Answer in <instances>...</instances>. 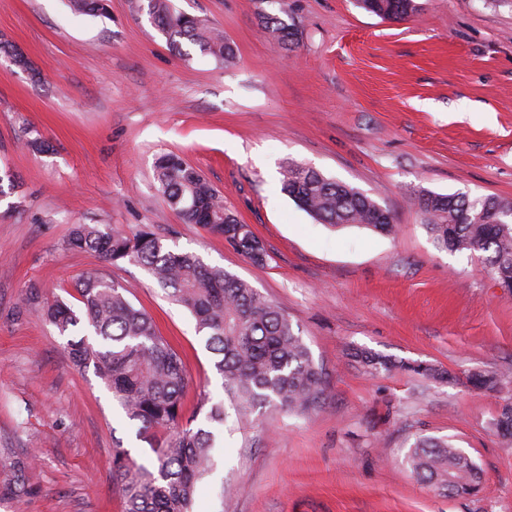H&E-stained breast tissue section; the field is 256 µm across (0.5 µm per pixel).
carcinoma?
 <instances>
[{"mask_svg":"<svg viewBox=\"0 0 512 512\" xmlns=\"http://www.w3.org/2000/svg\"><path fill=\"white\" fill-rule=\"evenodd\" d=\"M366 11L400 21L416 15L418 0H359ZM79 15L108 14L107 0H67ZM147 13L174 49L187 41L222 64L235 59L224 35L209 24L175 11L168 0H147ZM262 26L290 47L297 32L280 18L266 15ZM25 147L33 153L48 150L38 132H25ZM154 175L168 204L186 224H197L224 237L255 264L260 244L248 225L224 206L219 192L199 169L173 151L160 153ZM283 191L316 221L334 229L360 226L381 235L395 232V224H377L383 207L365 192L326 177L313 167L289 162L283 171ZM424 216V227L441 251L482 252L499 286L512 288V202L495 197L469 198L460 194H413ZM502 205L507 211L497 224H482L475 214ZM67 246L95 254L109 264L129 261L143 266L174 301L187 308L197 331L214 356V368L224 380V393L242 416L277 407L307 412L318 407L324 394L322 369L295 333L288 315L247 282L224 269L205 264L189 252L170 249L154 233L133 236L102 224H74ZM78 305L63 299L27 302L64 335L82 325L94 340L83 336L68 343L73 364L93 368L131 421L140 423L138 437L151 456L137 462L118 443L112 449V490L124 503V512H193L199 483L214 470L217 434L224 426V401L207 398L184 417L188 384L181 358L161 336L152 317L135 307L124 288L107 278L89 274L76 284ZM416 375L445 381L448 373L423 363H403ZM473 383L489 391L507 384L497 373L478 374ZM497 432L512 439V398L506 400L495 423ZM410 465L421 482L456 495L471 494L483 480L479 466L449 440L420 438L410 449Z\"/></svg>","mask_w":512,"mask_h":512,"instance_id":"1","label":"carcinoma"}]
</instances>
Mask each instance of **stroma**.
<instances>
[{
    "mask_svg": "<svg viewBox=\"0 0 512 512\" xmlns=\"http://www.w3.org/2000/svg\"><path fill=\"white\" fill-rule=\"evenodd\" d=\"M223 31L232 66L199 47L173 51L139 0H109L104 17L63 0H0V35L30 61L0 54V169L18 194L0 197V490H25L24 512H123L112 448L149 453L93 371L26 298L74 301L76 282H118L181 357L188 404L224 399L213 356L184 307L146 269L68 250L71 225L127 235L150 229L173 250L247 281L276 303L322 367L320 408H227L217 469L194 512H512V442L494 423L512 383V292L479 253L435 248L411 194L512 201V0H422L391 22L357 0H172ZM275 15L298 32L285 49L264 30ZM38 129L49 152L19 145ZM181 154L263 242L252 263L223 237L183 223L153 164ZM296 161L369 194L398 228L383 236L332 229L281 189ZM392 359L369 373L362 354ZM424 362L452 379L403 371ZM446 438L481 468L456 496L417 481L406 455Z\"/></svg>",
    "mask_w": 512,
    "mask_h": 512,
    "instance_id": "1",
    "label": "stroma"
}]
</instances>
